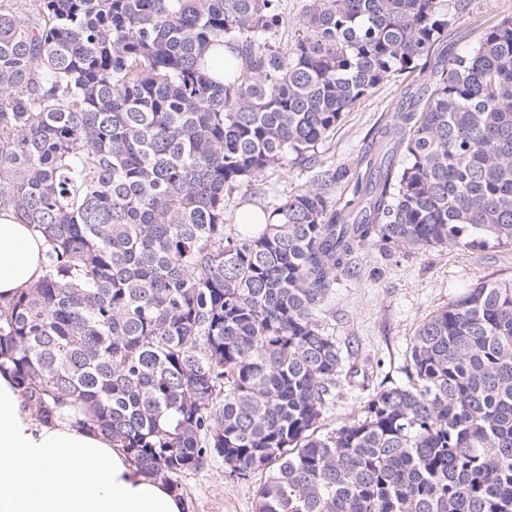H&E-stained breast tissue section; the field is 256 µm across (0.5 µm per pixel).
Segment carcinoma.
Returning <instances> with one entry per match:
<instances>
[{"mask_svg": "<svg viewBox=\"0 0 512 512\" xmlns=\"http://www.w3.org/2000/svg\"><path fill=\"white\" fill-rule=\"evenodd\" d=\"M284 24L281 0H0V213L46 247L0 301V371L176 489L214 459L268 472L255 512H512V279L426 316L401 380L326 330L369 243L512 246V16L409 82L355 168L226 224L448 26L438 0ZM346 388L365 396L329 427Z\"/></svg>", "mask_w": 512, "mask_h": 512, "instance_id": "obj_1", "label": "carcinoma"}]
</instances>
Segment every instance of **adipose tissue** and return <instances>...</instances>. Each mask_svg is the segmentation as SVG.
<instances>
[{"label": "adipose tissue", "instance_id": "1", "mask_svg": "<svg viewBox=\"0 0 512 512\" xmlns=\"http://www.w3.org/2000/svg\"><path fill=\"white\" fill-rule=\"evenodd\" d=\"M43 243L32 226L0 215V298L42 275ZM77 412L38 420L0 373V512H185L180 496L150 478Z\"/></svg>", "mask_w": 512, "mask_h": 512}]
</instances>
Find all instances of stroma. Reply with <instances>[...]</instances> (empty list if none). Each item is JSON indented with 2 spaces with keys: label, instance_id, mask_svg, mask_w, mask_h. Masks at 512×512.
I'll list each match as a JSON object with an SVG mask.
<instances>
[{
  "label": "stroma",
  "instance_id": "obj_1",
  "mask_svg": "<svg viewBox=\"0 0 512 512\" xmlns=\"http://www.w3.org/2000/svg\"><path fill=\"white\" fill-rule=\"evenodd\" d=\"M439 9L448 20L443 45L458 53L475 46L485 28L512 16V0H439ZM400 90L399 79L393 77L363 97L321 148L319 166L355 161L370 129L394 110ZM313 177V169L296 165L269 171L262 181L235 192L224 220L238 223L242 204L276 203L288 192L311 185ZM354 262L357 275L341 278L331 298V331L340 345H358L380 358L384 371L396 380L402 377L406 346L424 317L479 281L512 279V247L473 250L451 245L423 254L400 249L387 257L369 244ZM263 479L260 473L240 478L223 463H209L182 480L187 512H255V490Z\"/></svg>",
  "mask_w": 512,
  "mask_h": 512
}]
</instances>
